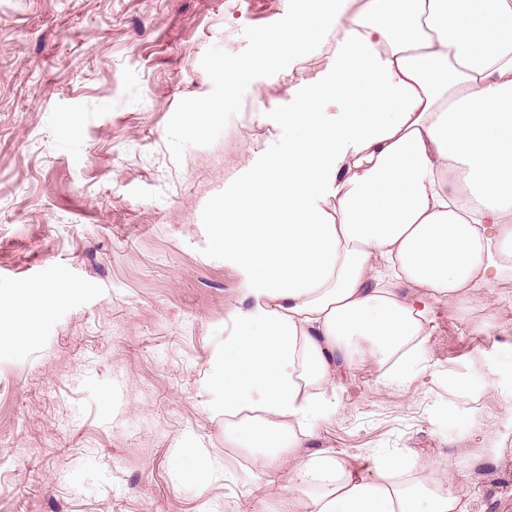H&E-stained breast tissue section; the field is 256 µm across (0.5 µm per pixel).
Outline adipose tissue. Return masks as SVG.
I'll use <instances>...</instances> for the list:
<instances>
[{
	"label": "adipose tissue",
	"mask_w": 512,
	"mask_h": 512,
	"mask_svg": "<svg viewBox=\"0 0 512 512\" xmlns=\"http://www.w3.org/2000/svg\"><path fill=\"white\" fill-rule=\"evenodd\" d=\"M281 42L334 39L283 115L288 137L224 193L211 233L244 307L215 381L230 444L292 460L280 512H463L452 471L401 482L302 429L331 408L339 370L400 357L412 370L432 304L455 306L512 256V0H298Z\"/></svg>",
	"instance_id": "1"
}]
</instances>
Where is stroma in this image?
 <instances>
[{
	"label": "stroma",
	"mask_w": 512,
	"mask_h": 512,
	"mask_svg": "<svg viewBox=\"0 0 512 512\" xmlns=\"http://www.w3.org/2000/svg\"><path fill=\"white\" fill-rule=\"evenodd\" d=\"M294 0H0V297L44 304L0 349V512H253L264 476L213 390L243 307L210 229L224 187L286 131L331 45L277 77L223 72ZM512 267L435 306L401 382L356 360L317 447L451 464L466 512H512ZM212 473L188 476L186 449Z\"/></svg>",
	"instance_id": "stroma-1"
}]
</instances>
